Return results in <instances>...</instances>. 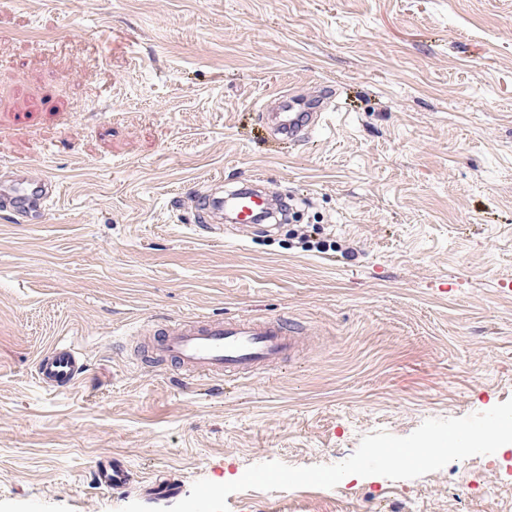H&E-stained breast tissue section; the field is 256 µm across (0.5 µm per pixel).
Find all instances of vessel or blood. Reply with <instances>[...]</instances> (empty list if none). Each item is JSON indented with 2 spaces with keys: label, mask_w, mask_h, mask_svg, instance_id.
I'll return each mask as SVG.
<instances>
[{
  "label": "vessel or blood",
  "mask_w": 512,
  "mask_h": 512,
  "mask_svg": "<svg viewBox=\"0 0 512 512\" xmlns=\"http://www.w3.org/2000/svg\"><path fill=\"white\" fill-rule=\"evenodd\" d=\"M315 128L311 107H289L280 114L277 130L293 142L309 139ZM56 194L54 181L31 180L16 172L0 181V210L11 213L16 222H40L49 211ZM206 209L223 214L225 204H232L239 223H249L264 203L263 196L244 186L227 198H204ZM148 339L147 350L158 363L171 364L194 381H240L270 372L286 362L298 359L311 347L312 338L306 328L287 316L276 318L237 317L224 320H199L165 317L140 328ZM85 360L69 345H59L41 357L36 376L47 389L70 388L78 382ZM98 479L106 486L122 489L132 480L128 466L112 461L98 469Z\"/></svg>",
  "instance_id": "b4317fda"
}]
</instances>
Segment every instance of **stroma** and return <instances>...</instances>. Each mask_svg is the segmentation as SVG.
Returning a JSON list of instances; mask_svg holds the SVG:
<instances>
[{"label":"stroma","mask_w":512,"mask_h":512,"mask_svg":"<svg viewBox=\"0 0 512 512\" xmlns=\"http://www.w3.org/2000/svg\"><path fill=\"white\" fill-rule=\"evenodd\" d=\"M322 96L306 142L273 99ZM55 180L0 215V512L171 507L254 464L512 399V0H0V178ZM262 176L298 221L205 230L214 180ZM326 251H319L317 243ZM285 315L314 338L235 385L137 360L153 317ZM85 354L51 391L38 359ZM132 469L99 484L102 460ZM512 450L344 492L249 489L230 512H512ZM56 194V183L48 178L32 179L15 172L0 182V209L11 213L18 224L42 222L49 211V202Z\"/></svg>","instance_id":"stroma-1"}]
</instances>
